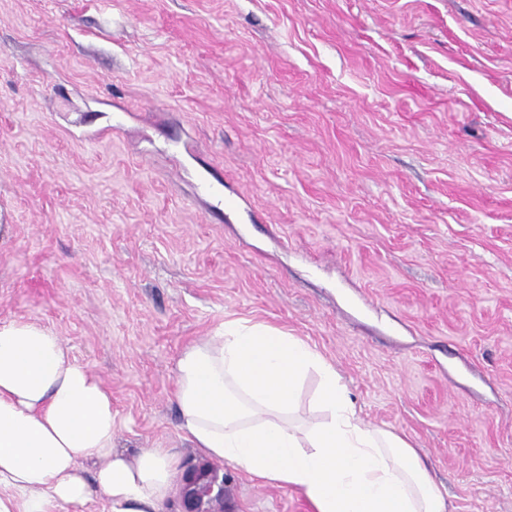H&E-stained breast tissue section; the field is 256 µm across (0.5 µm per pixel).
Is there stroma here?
I'll return each mask as SVG.
<instances>
[{"instance_id":"35a3bbf8","label":"stroma","mask_w":512,"mask_h":512,"mask_svg":"<svg viewBox=\"0 0 512 512\" xmlns=\"http://www.w3.org/2000/svg\"><path fill=\"white\" fill-rule=\"evenodd\" d=\"M0 224V321L111 390L115 449L203 464L175 361L242 318L449 512H512V0H0ZM220 470L211 512H311Z\"/></svg>"}]
</instances>
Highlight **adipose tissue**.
I'll return each instance as SVG.
<instances>
[{
	"label": "adipose tissue",
	"mask_w": 512,
	"mask_h": 512,
	"mask_svg": "<svg viewBox=\"0 0 512 512\" xmlns=\"http://www.w3.org/2000/svg\"><path fill=\"white\" fill-rule=\"evenodd\" d=\"M319 379L318 419L299 414ZM180 428L212 460L299 489L313 512H448L404 437L361 422L334 366L300 337L228 319L176 362ZM112 394L55 333L0 321V512H52L104 497L108 512H160L188 480L176 453L112 447ZM96 464L85 473L81 463Z\"/></svg>",
	"instance_id": "adipose-tissue-1"
}]
</instances>
